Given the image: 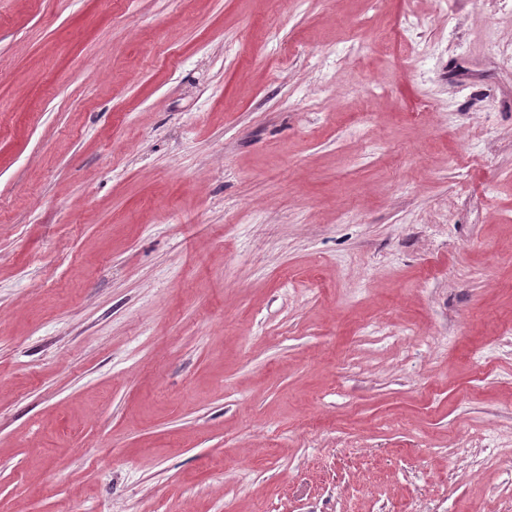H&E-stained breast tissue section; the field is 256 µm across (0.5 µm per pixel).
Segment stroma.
Wrapping results in <instances>:
<instances>
[{
	"mask_svg": "<svg viewBox=\"0 0 512 512\" xmlns=\"http://www.w3.org/2000/svg\"><path fill=\"white\" fill-rule=\"evenodd\" d=\"M512 0H0V512H499Z\"/></svg>",
	"mask_w": 512,
	"mask_h": 512,
	"instance_id": "stroma-1",
	"label": "stroma"
}]
</instances>
